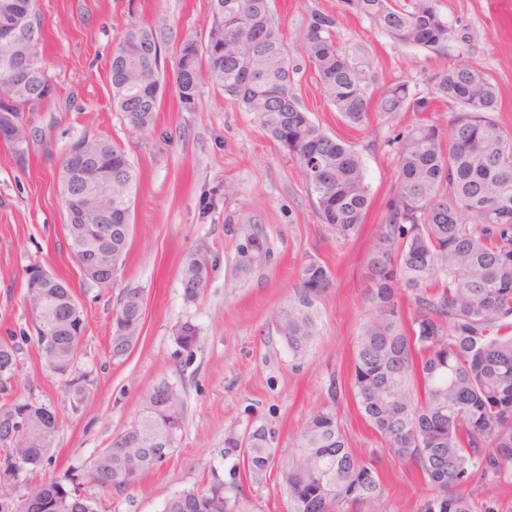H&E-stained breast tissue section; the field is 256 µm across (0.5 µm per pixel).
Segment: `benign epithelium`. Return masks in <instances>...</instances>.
Segmentation results:
<instances>
[{
	"label": "benign epithelium",
	"mask_w": 512,
	"mask_h": 512,
	"mask_svg": "<svg viewBox=\"0 0 512 512\" xmlns=\"http://www.w3.org/2000/svg\"><path fill=\"white\" fill-rule=\"evenodd\" d=\"M41 27L42 17L31 0H5L0 4V56L6 61L15 59L29 35ZM35 133L32 121L22 123L8 112L0 113L1 145L21 139L29 146ZM106 180L104 172L93 168L80 142L73 141L68 167L58 174V182L61 197L68 203L65 207L67 224L75 227L80 243L81 258L77 263L84 279L90 283L113 271L112 248L107 242L112 225L93 223L86 206L88 198L99 195V187Z\"/></svg>",
	"instance_id": "7a95c632"
}]
</instances>
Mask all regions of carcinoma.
Wrapping results in <instances>:
<instances>
[{"instance_id": "obj_1", "label": "carcinoma", "mask_w": 512, "mask_h": 512, "mask_svg": "<svg viewBox=\"0 0 512 512\" xmlns=\"http://www.w3.org/2000/svg\"><path fill=\"white\" fill-rule=\"evenodd\" d=\"M208 36H224V55L212 56L192 36L179 53L192 51V68L175 64L173 80L182 107L195 110L201 77L253 113L260 126L299 162L321 223L337 236L359 234L371 196L358 152L330 135L304 111L293 92L294 53L314 67L326 99L342 120L358 128L370 119L367 96L370 63L358 50L336 42L335 15L314 9L295 51L280 39L269 0H211ZM394 42L442 49L459 44L448 69L435 77L433 95L448 101V129L419 121L397 139V184L379 245L384 260L366 266L371 316L360 330L353 360V396L368 425L401 460L419 470L435 494L421 512H512V504L478 499L484 485H512V132L493 118L499 89L470 58L468 37L448 26L436 0H344ZM40 32L27 48L26 65L39 76L32 85L42 103L56 85L38 60ZM169 27L148 24L126 30L112 50V106L134 127L156 119L162 49ZM406 83L390 87L375 111L390 115L427 108ZM89 156L111 166L112 224L130 223L137 175L126 152L106 139L83 136ZM239 275L249 277L267 260L261 229L242 228ZM210 266L187 258L181 272L184 299L206 288ZM25 272L33 311L54 320L51 306L75 300L66 283L34 288ZM300 285L288 307L275 314L279 336L296 356L312 346L319 326L318 304L332 286V274L316 259L303 262ZM143 317L122 298L112 318L110 353L125 357L138 341ZM78 325H56L52 343L40 347L46 368L65 379L73 410L87 389L69 381ZM177 344L192 351L198 327L180 324ZM20 365L14 338L0 339V512H97L76 485L56 480L27 486L16 501L1 484L17 480L14 457L39 468L50 451L57 421L47 406L11 395ZM328 401L305 419L296 452L284 473L290 512H353L372 508L381 494L376 458L349 448L336 405L343 392L329 380ZM181 390L163 382L145 396L140 417L93 460L89 478L103 488L124 491L176 448L185 424ZM224 455L244 461L262 481L274 461L273 436L263 427L224 439ZM163 512H241L239 497L217 483L204 491L183 490Z\"/></svg>"}]
</instances>
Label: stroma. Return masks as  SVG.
<instances>
[{
    "label": "stroma",
    "instance_id": "35a3bbf8",
    "mask_svg": "<svg viewBox=\"0 0 512 512\" xmlns=\"http://www.w3.org/2000/svg\"><path fill=\"white\" fill-rule=\"evenodd\" d=\"M44 18L42 65L58 95L34 116L38 134L25 161L0 146V337L21 347L15 393L55 409L58 431L42 468L9 486L13 497L46 478L76 480L100 512H162L166 501L190 488L221 483L237 493L243 512H288L282 470L296 450L306 416L327 401L329 380L344 396L336 407L349 445L375 454L382 495L374 512H420L431 489L414 467L386 447L361 417L352 393L353 351L371 313L366 300V261L377 244L397 180L394 139L427 120L447 127L450 110L433 102L423 113L372 114L366 128L344 125L324 98L312 67L302 66L294 90L311 118L348 140L359 153L372 204L360 234L341 239L321 223L302 171L237 101L203 82L196 110L180 104L166 80L154 126L133 128L112 108L109 60L133 25L166 22L169 41L161 67L173 73L188 35L204 38L212 22L210 0H37ZM283 42L294 46L311 10L337 16V42L362 49L370 60L367 93L379 99L398 82L428 96L434 76L454 59L455 44L434 51L393 42L343 0H270ZM450 27L470 40L473 60L497 84L495 114L512 132V0H437ZM92 134L121 146L139 175L131 207L130 248L112 287L85 282L67 245L66 213L58 170L70 140ZM258 225L270 256L248 279L234 274L238 228ZM207 249L216 261L199 299L185 301L181 268ZM311 256L331 270L334 284L322 298L321 330L310 350L294 357L272 315L293 300L299 267ZM39 265L65 279L83 306L86 330L76 362L90 397L71 410L62 382L39 356L25 302V271ZM139 289L144 304L141 337L126 357L109 352L112 313L126 289ZM194 323L193 352L175 340L183 322ZM177 385L186 419L169 457L123 493L91 482L96 455L137 420L144 397L158 383ZM265 427L276 459L263 483L252 482L241 461L225 456L230 433Z\"/></svg>",
    "mask_w": 512,
    "mask_h": 512
}]
</instances>
